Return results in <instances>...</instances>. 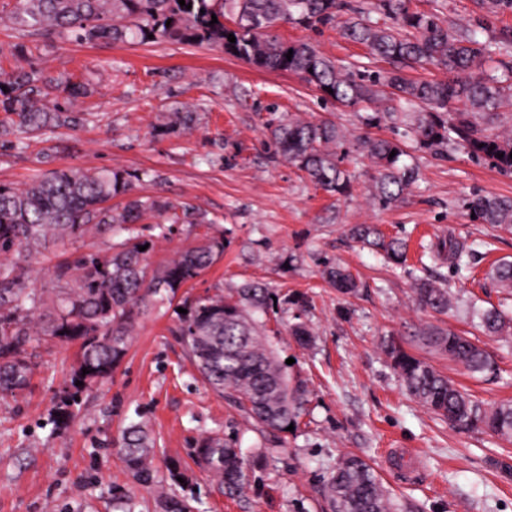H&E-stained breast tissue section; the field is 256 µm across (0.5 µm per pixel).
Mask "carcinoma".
I'll use <instances>...</instances> for the list:
<instances>
[{"mask_svg": "<svg viewBox=\"0 0 512 512\" xmlns=\"http://www.w3.org/2000/svg\"><path fill=\"white\" fill-rule=\"evenodd\" d=\"M191 8H186V5ZM482 11L498 15L512 11V0H478ZM348 7L346 0H0V22L15 41L0 43V58L10 55L14 67L0 74V136L18 131L26 138L65 127L78 130L92 111L76 102L91 95L89 84L54 77L32 65L37 44L65 37L84 43L97 41L177 43L205 46L243 60L257 69L300 76L323 98L341 106L386 101L383 110L360 116L367 128L387 125L391 138L367 134L351 143L330 119L307 121L280 116L268 124V138L284 158L303 172L317 188L344 196L350 173L343 167L348 153L373 164L371 200L386 210L405 200L417 178L407 143L415 150L442 155L463 149L501 173L512 175V133H494L481 120L512 111V76L474 77L494 57L512 68V28L481 41L474 30H459L436 12L414 11L409 0H378L381 19L367 17L342 27V34L365 46L371 54L392 64L375 74L355 71L320 52L309 40H289L277 29L292 24L317 30L336 23ZM217 23H212V17ZM153 38H148V35ZM234 35L236 42L228 41ZM291 58H286L288 51ZM422 63L446 71L441 80L413 81L402 66ZM194 112H174L168 129H192ZM395 156H390V153ZM502 157H497V154ZM140 176L109 168H61L34 178L22 188L0 184V393L26 389L33 364L27 349L33 343L58 341L79 345L66 395L57 421L72 417V407L87 388L112 378L128 349L138 320L159 302L178 292L211 267L224 254V238L206 236L184 248L165 265L153 268L154 242L143 238L136 225L148 217H164L172 224H208L206 215L192 206L179 207L157 196L134 193ZM121 197L122 206H112ZM473 221L512 228V198L473 196L467 204ZM111 231L121 240L104 253H90L58 267L55 288L45 297L28 286L22 261L50 243L81 238L89 231ZM351 240L369 247L396 265L405 262L407 244L386 237L373 224L347 229ZM146 250L141 251L139 247ZM476 243L453 234L430 242L426 254L448 264L459 274L469 270ZM324 274L341 295L359 289L356 276L339 264L325 266ZM489 277L501 288L512 289V261L492 265ZM415 300L424 310L446 314L451 307L449 289L419 281ZM175 335L195 363L206 384L228 408L253 421L262 432L283 433L299 425V410L306 390L290 384L288 374L265 340L269 291L257 283H244L227 294L184 298ZM474 316L484 331L512 337V315L496 308H477ZM418 342L435 354L472 374H493L496 363L472 338L451 328L430 325ZM390 365L405 389L428 410L464 429L488 431L512 440V402L487 409L447 375L418 357L395 338L383 344ZM87 368L90 373L82 374ZM82 385H76V382ZM129 473L138 482L155 483L157 439L146 422H131L118 443ZM198 462L224 485V493L237 496L245 484V462L238 440L206 436L195 448ZM325 493L331 512H408L387 490L362 457H343L327 479ZM194 499L178 496L158 485L157 512H195Z\"/></svg>", "mask_w": 512, "mask_h": 512, "instance_id": "obj_1", "label": "carcinoma"}]
</instances>
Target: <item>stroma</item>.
I'll return each instance as SVG.
<instances>
[{
    "mask_svg": "<svg viewBox=\"0 0 512 512\" xmlns=\"http://www.w3.org/2000/svg\"><path fill=\"white\" fill-rule=\"evenodd\" d=\"M412 8L437 11L448 23L493 38L512 27V12L485 17L475 0H411ZM281 35L309 39L324 54L370 73L386 62L345 39L339 28L313 32L290 24ZM36 66L53 75L88 80L95 87L82 106L95 119L77 131L58 129L23 151L0 148V183L23 187L55 168H120L139 173L135 192L190 204L214 220L224 255L185 288L204 298L257 281L275 302L267 316V339L291 382L308 391L296 430L268 440L202 381L173 331L176 304L141 318L111 381L84 391L67 424L54 411L69 385L76 346L42 343L31 349L35 373L24 392L0 395V512H117L113 486L153 512V489L135 482L110 442L142 412L160 439L158 480L177 459L187 476L183 495L199 512H323V482L347 453L365 458L385 485L412 512H512V444L489 432L464 430L434 416L406 394L389 366L382 343L409 341L427 324L472 331L467 306L512 310V293L486 277L497 259H512V232L471 221L467 200L476 194L512 196V175L476 161L464 150L416 154L418 179L405 202L389 210L368 203V160L346 161L352 175L347 195L315 188L266 142L272 118L290 113L308 120L329 117L352 135L362 134V107L323 100L298 76L260 71L206 47L179 44L76 43L41 45ZM197 110L189 131H163L164 115ZM348 224H377L406 239L408 265L385 264L344 234ZM142 233L155 247L152 266L193 245L207 227L151 218ZM453 233L486 241L471 277L447 265L419 263L420 241ZM110 234L91 233L50 247L28 264L31 287L55 285L56 264L107 251ZM341 263L361 282L356 296H337L323 279L326 263ZM448 283L454 304L448 314L419 310L415 279ZM301 314L312 334L301 346L288 331ZM497 364L490 379L470 377L461 367L411 343L413 353L466 387L485 406L512 401V344L480 336ZM237 428L247 460L248 483L236 498L193 459L197 440ZM276 443V452L261 448Z\"/></svg>",
    "mask_w": 512,
    "mask_h": 512,
    "instance_id": "stroma-1",
    "label": "stroma"
}]
</instances>
